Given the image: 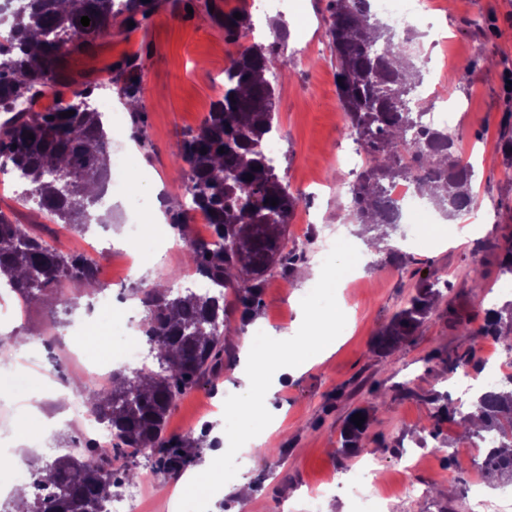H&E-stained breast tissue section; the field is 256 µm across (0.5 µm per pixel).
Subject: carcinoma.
I'll use <instances>...</instances> for the list:
<instances>
[{"label":"carcinoma","instance_id":"cac0c4a2","mask_svg":"<svg viewBox=\"0 0 512 512\" xmlns=\"http://www.w3.org/2000/svg\"><path fill=\"white\" fill-rule=\"evenodd\" d=\"M22 0L9 11L6 25L11 41L0 43V170L6 168L30 181L39 207L58 224L81 231L100 199L87 191L88 182H104L109 154L101 113L84 102L59 105L52 112L34 108L36 97L57 94L64 80L63 60L112 35V22L147 17L156 0ZM326 35L336 56L339 99L346 115L345 135L354 138L365 156L363 170L352 189L347 217L359 224H396L397 201L384 197L386 183L402 178L416 192L433 188L431 201L447 218L475 202L474 171L456 155L454 137L446 130L419 128L407 98L421 81L420 71L394 41L389 28L371 17L369 0H329ZM90 24L82 26L81 17ZM247 19L224 17V36L231 43L247 35ZM285 62L255 43L224 72V95L197 132L176 146V159L187 166L185 194L191 206L205 212L213 227L212 241H189L188 258L196 274L218 289L213 295L175 293L146 288L147 304L141 331L158 369L132 375L112 374L106 395L93 386L82 391L89 412L112 429L111 448L67 454L54 460L37 477L50 489L46 497L24 493L17 512H102L112 495V457L130 448L147 450L159 467L179 471L189 459V443L164 436L175 401L224 360V290L231 288L243 317L262 305L267 276L290 270L298 261L286 252L284 228L299 203L267 158L263 144L279 131L274 123L276 90L270 76ZM138 82L123 81L129 102L132 135L139 137ZM73 115L62 117L60 113ZM34 138H29V135ZM224 152H219V148ZM206 153H201V150ZM252 180H247V176ZM274 199L277 205L269 204ZM500 273L512 276V239L496 245ZM99 262L83 253H62L0 214V284L7 283L25 301L52 294L62 296L66 283L93 292ZM445 297L440 280H419L406 307L396 312L377 337L378 355L388 357L424 322ZM484 336L500 341L512 355V299L487 312ZM358 427L347 418L341 437L345 453L358 450L370 416ZM478 419L475 438L491 435L493 447L481 463L512 485V373L478 394L461 420Z\"/></svg>","mask_w":512,"mask_h":512}]
</instances>
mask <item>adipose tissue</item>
<instances>
[{
  "instance_id": "1",
  "label": "adipose tissue",
  "mask_w": 512,
  "mask_h": 512,
  "mask_svg": "<svg viewBox=\"0 0 512 512\" xmlns=\"http://www.w3.org/2000/svg\"><path fill=\"white\" fill-rule=\"evenodd\" d=\"M377 247V242L370 239H344L336 254L335 270L312 269L310 282L326 288L335 287L339 270L356 260H369ZM338 341L335 313L325 314L302 306L297 307L296 319L289 332L271 337L261 347L244 341L235 370L241 396L237 401L225 404L224 415L228 418L249 416L261 423L263 430L258 434L250 430L225 431V452L243 454L270 447L272 437L284 422L283 414L270 405L279 389L280 377H298L314 365L323 363L335 351ZM309 342L315 344V351L303 352V345Z\"/></svg>"
}]
</instances>
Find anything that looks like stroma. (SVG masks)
I'll use <instances>...</instances> for the list:
<instances>
[{
	"mask_svg": "<svg viewBox=\"0 0 512 512\" xmlns=\"http://www.w3.org/2000/svg\"><path fill=\"white\" fill-rule=\"evenodd\" d=\"M218 2L222 11L216 14L204 9V0H160L138 26L114 22L110 37L66 56L71 82L61 87L60 96L66 104L77 101L85 82L109 80L126 57L141 55L142 134L132 138L126 125L116 142L138 161L142 197H150L156 186L161 196L180 201L186 167L176 160V144L197 130L220 99L224 75L216 63L235 51L224 36L225 14L249 16L257 42L267 46L275 40V24H284L292 38L276 51L288 60L274 79L281 136L277 172L300 199L287 227L288 247L302 251L303 266H315L319 242L331 241L348 228V202L327 185L346 144L340 133L346 118L337 94L336 61L326 37L328 0H282L277 10L264 16L256 15L250 0ZM444 2L435 0L416 41L426 46L442 37L449 44L448 49L433 50L431 62L444 67L448 97L458 112L452 135L458 155L474 170L479 231L462 243L443 245L423 235L408 238L405 224L383 227L392 240L410 239L401 261H387L385 252H378L355 283L345 286L352 334L325 365L283 381L273 404L286 407L288 420L272 440L275 454L252 455L243 468L231 472L224 469V402L236 395L234 372L243 338L257 326L288 330L296 316L293 301L331 311L336 300L333 291L305 284L299 271H278L267 280L261 308L246 320L233 290H226L224 321L235 337L224 343L223 365L177 399L166 426L169 438L190 439L195 464H213L215 471L206 481L214 491L206 501H198L194 490L179 489L177 477L158 468L154 487L141 496L139 512H171L174 501L182 512H310L308 488L325 484L331 491L320 512H459L463 498L474 495L478 483L485 481V472L470 454L471 438L460 435L455 421L434 422L427 399L433 394L457 398V382L477 375L475 369L448 372L441 361L446 353L473 350L476 365L503 357L499 342L478 330L486 310L503 301L496 244L512 235V159L502 151L504 139L512 135V90L507 87L512 81V0H459L458 8L449 12ZM300 42L311 44L312 53L293 54ZM467 61L473 68L463 81L459 67ZM0 212L43 239H57L62 251L85 249L79 231L26 204L7 179L0 181ZM129 213L127 198L113 195L111 223L88 230L100 243L98 277L115 302L112 317L99 318L97 295L73 284L64 287L74 301V318L99 319L106 349L122 341L124 300L139 299L143 289L156 282L177 288L194 270L184 255L156 261L155 252L166 246L161 226L155 229L150 257L130 264L124 248L116 244L128 234ZM474 268L483 276L478 288L468 277ZM426 277L447 281L444 300L389 358L379 359L372 350L375 336ZM62 318L49 299H0V346L12 348L14 337L22 333L35 336V345L23 354L24 368L34 381L31 391L42 396L32 411L24 401L27 392L0 387L2 489L16 486L17 463L37 470L50 462L47 449L64 454L81 446L75 423L45 424L47 415L59 409L58 389L74 396L87 381L77 361L61 352L52 357L45 352L46 333ZM459 318L468 322L470 334L456 326ZM356 408L369 409L370 424L358 452L347 456L339 451L341 430ZM22 423L36 429V446L19 443L17 427ZM241 476L252 485L246 498L227 488Z\"/></svg>",
	"mask_w": 512,
	"mask_h": 512,
	"instance_id": "35a3bbf8",
	"label": "stroma"
}]
</instances>
